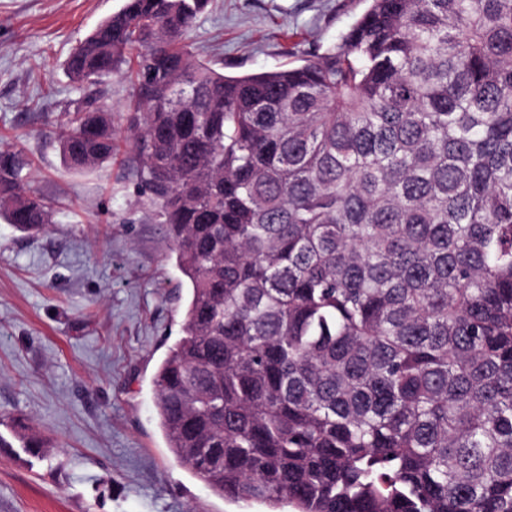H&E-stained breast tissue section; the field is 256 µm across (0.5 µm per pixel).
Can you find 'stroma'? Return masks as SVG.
Returning <instances> with one entry per match:
<instances>
[{
	"mask_svg": "<svg viewBox=\"0 0 512 512\" xmlns=\"http://www.w3.org/2000/svg\"><path fill=\"white\" fill-rule=\"evenodd\" d=\"M123 0H0V139L20 140L53 205L36 236L0 218V512H270L214 494L170 452L154 375L187 299L136 165L66 166L52 131L88 97L123 132L127 74L100 94L66 60ZM367 0H214L191 34L228 75L297 65L339 46ZM46 439L31 455L13 426Z\"/></svg>",
	"mask_w": 512,
	"mask_h": 512,
	"instance_id": "1",
	"label": "stroma"
}]
</instances>
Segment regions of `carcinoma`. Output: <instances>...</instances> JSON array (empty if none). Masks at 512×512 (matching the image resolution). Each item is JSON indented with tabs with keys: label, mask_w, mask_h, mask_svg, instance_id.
<instances>
[{
	"label": "carcinoma",
	"mask_w": 512,
	"mask_h": 512,
	"mask_svg": "<svg viewBox=\"0 0 512 512\" xmlns=\"http://www.w3.org/2000/svg\"><path fill=\"white\" fill-rule=\"evenodd\" d=\"M212 0H125L66 62L128 67L66 165L135 155L189 288L155 374L176 459L293 512H512V0H370L339 46L229 76L189 36ZM0 147V215L52 206ZM124 72L106 77L99 86L102 90L101 94L95 95L96 105L112 112V124L118 135H123L125 115L131 101V82Z\"/></svg>",
	"instance_id": "obj_1"
}]
</instances>
